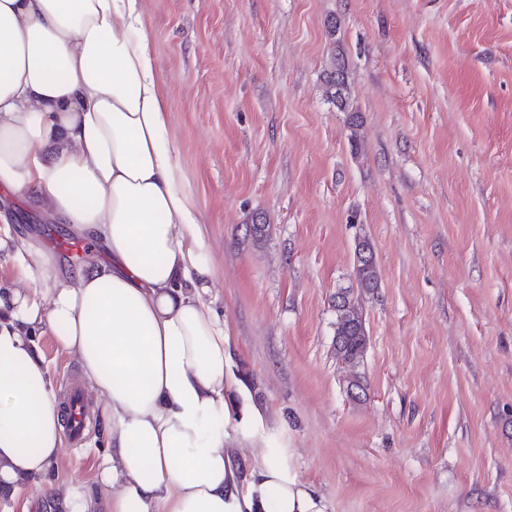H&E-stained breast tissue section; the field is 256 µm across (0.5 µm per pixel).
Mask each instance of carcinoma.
I'll return each instance as SVG.
<instances>
[{
	"label": "carcinoma",
	"mask_w": 512,
	"mask_h": 512,
	"mask_svg": "<svg viewBox=\"0 0 512 512\" xmlns=\"http://www.w3.org/2000/svg\"><path fill=\"white\" fill-rule=\"evenodd\" d=\"M326 95L336 107L348 113V125L351 128V144H359L360 116L346 96L347 88L345 64L340 56L331 55L329 69L325 76ZM373 250L371 243L363 238L355 247L354 276L357 289L342 288L336 291L333 308L336 313L333 323V348L335 355L343 358L341 370L344 373L346 389L365 390L360 366L369 345L363 308L362 295L370 294L379 288V270L376 260L365 261L361 258L364 250Z\"/></svg>",
	"instance_id": "carcinoma-1"
}]
</instances>
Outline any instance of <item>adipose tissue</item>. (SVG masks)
Wrapping results in <instances>:
<instances>
[{
  "instance_id": "ef3b65f1",
  "label": "adipose tissue",
  "mask_w": 512,
  "mask_h": 512,
  "mask_svg": "<svg viewBox=\"0 0 512 512\" xmlns=\"http://www.w3.org/2000/svg\"><path fill=\"white\" fill-rule=\"evenodd\" d=\"M167 118L140 0H0V187L107 255L58 286L52 256L0 228V485L37 483L63 445L41 327L109 437L105 500L74 482L67 512H328L233 367Z\"/></svg>"
}]
</instances>
